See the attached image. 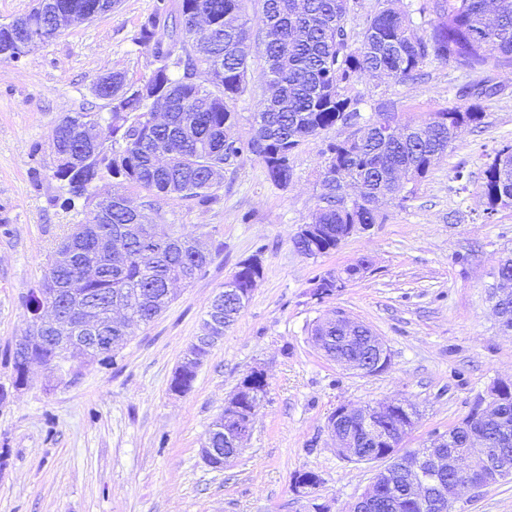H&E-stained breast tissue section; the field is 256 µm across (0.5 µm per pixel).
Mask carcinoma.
<instances>
[{"instance_id":"cac0c4a2","label":"carcinoma","mask_w":512,"mask_h":512,"mask_svg":"<svg viewBox=\"0 0 512 512\" xmlns=\"http://www.w3.org/2000/svg\"><path fill=\"white\" fill-rule=\"evenodd\" d=\"M260 8L249 15V0H158L141 22L135 43L148 48L157 62L146 80L132 81L123 72L112 73V87L94 83L96 98L112 96L117 122L108 135L112 148L99 152L78 174L92 185L85 193L62 198L61 206L95 202L102 214L98 224H77L61 246L71 252L70 263H49L42 282L56 288L53 318L69 325L66 340L59 343L47 330L30 324L28 344L12 352L15 387L24 386L28 372L21 360L59 368L64 363L113 362L115 351L102 353L94 346L91 332L80 321L78 310L89 303L124 310L116 319L103 312L99 326L113 339L125 342L131 320L148 324L172 299V285L189 284L212 261V253L196 237L177 236L166 225L153 223L150 214L131 206L129 193L144 192L153 202L213 199L210 190L224 170L245 155L256 157L270 180L286 188L293 178L295 150L308 138L337 125L355 126L361 118V99L346 94L363 74H378L396 81H414L424 76L429 63L450 65L472 72L487 66L512 69V0H423L416 8L429 17V31L418 33L408 12L385 5L362 22L358 38L347 28L349 0H258ZM97 0H54L58 9L98 16ZM214 22L207 33L212 56L205 61L195 49L203 22ZM255 37L264 61L262 77L277 88L265 97L254 113L251 136L229 135L238 122L235 101L244 95L251 79L247 54L238 47ZM25 43L0 25V61L18 62L26 57ZM172 90L175 109L165 119H154L153 93ZM497 93L481 82L458 90L463 104L426 112L401 123L399 133L384 140L376 134L354 135L330 142L321 152L317 170L321 192L312 227L293 238V246L313 256L338 248L351 224H380L375 207L379 198L404 201L406 185L427 177L436 162L448 153L456 129L478 126L486 113L479 100ZM91 112L66 116L54 127L55 155L80 151L78 128ZM190 138L178 137L184 128ZM112 185V193L96 202L98 187ZM482 194L486 214L512 207V154L494 150L484 171ZM120 236L129 244L128 257L111 263L98 241ZM366 261L341 271H329L317 280L314 294L328 296L336 282L346 283L364 270ZM95 265L97 278H83L84 268ZM263 268L240 263L231 282L241 291L252 276L262 277ZM312 332L333 337V348L342 349L343 334L334 323L316 321ZM213 345L192 343L175 369L170 389H192L197 369ZM497 421L484 422L475 408L463 422L490 435L500 428L512 431V384L499 394ZM209 445L224 447V414L209 431ZM387 491L378 496L373 512H436L402 496L400 507H386Z\"/></svg>"}]
</instances>
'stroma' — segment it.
Returning a JSON list of instances; mask_svg holds the SVG:
<instances>
[{"instance_id":"obj_1","label":"stroma","mask_w":512,"mask_h":512,"mask_svg":"<svg viewBox=\"0 0 512 512\" xmlns=\"http://www.w3.org/2000/svg\"><path fill=\"white\" fill-rule=\"evenodd\" d=\"M156 0H118L111 12L74 22L18 62L0 61V512H347L379 463L338 455L327 430L336 407L398 400L417 411L405 447L448 431L512 378V332L499 328L489 291L504 250H512V207L485 216L481 192L494 148L512 144V71L489 67L501 84L484 98L480 128H462L448 154L407 201L384 202L383 223L336 251L307 257L292 245L316 211L317 169L326 144L350 136L335 127L293 156L288 188L243 156L224 171L214 200L158 202L155 223L213 242V260L149 324H131L113 364L57 371L40 365L27 387H12L10 352L28 334L25 300L73 225L93 209L61 207L51 175V138L65 116L92 107L95 80L112 71L133 80L154 68L134 37ZM250 90L234 109L248 138L264 94L263 62L250 47ZM419 83L367 74L350 90L363 118L393 103L399 118L455 102L475 74L436 63ZM466 179H455L457 166ZM261 256L264 273L240 317L200 366L191 391L170 381L188 346L204 333L206 311L239 263ZM365 259L369 269L333 295L313 294L316 276ZM341 310L372 329L391 362L364 375L329 360L310 340L319 318ZM268 382L238 456L209 467L201 450L213 421L251 370ZM321 483L304 495L295 474ZM456 512H512V481L462 497Z\"/></svg>"}]
</instances>
